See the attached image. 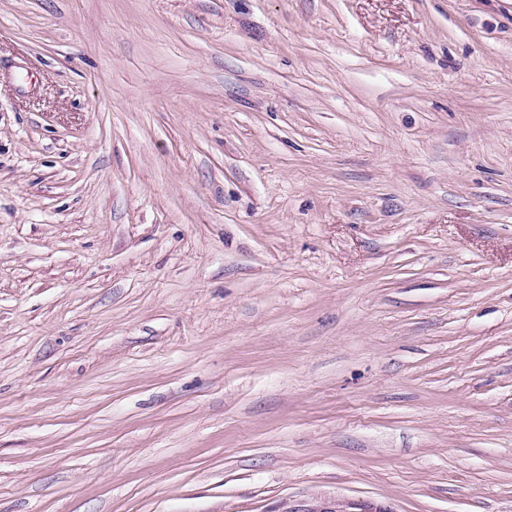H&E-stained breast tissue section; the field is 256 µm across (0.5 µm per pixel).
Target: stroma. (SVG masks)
I'll list each match as a JSON object with an SVG mask.
<instances>
[{
	"label": "stroma",
	"mask_w": 512,
	"mask_h": 512,
	"mask_svg": "<svg viewBox=\"0 0 512 512\" xmlns=\"http://www.w3.org/2000/svg\"><path fill=\"white\" fill-rule=\"evenodd\" d=\"M512 512V0H0V512ZM286 512H391L369 501L314 500L300 508L289 507Z\"/></svg>",
	"instance_id": "35a3bbf8"
}]
</instances>
